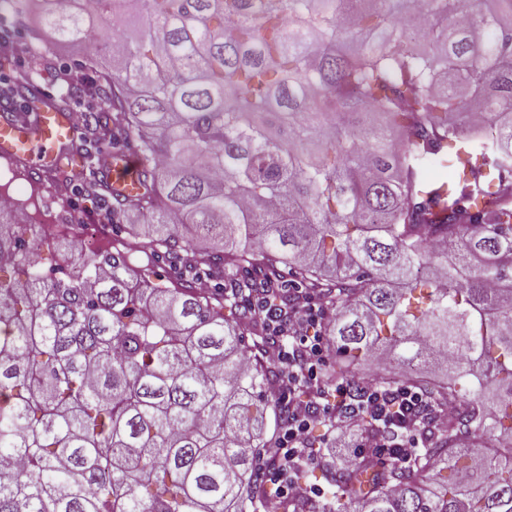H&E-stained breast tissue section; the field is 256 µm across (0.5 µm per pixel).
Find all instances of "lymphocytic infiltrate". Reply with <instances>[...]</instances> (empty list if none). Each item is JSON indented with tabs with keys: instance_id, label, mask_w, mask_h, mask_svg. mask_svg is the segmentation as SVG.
Masks as SVG:
<instances>
[{
	"instance_id": "lymphocytic-infiltrate-1",
	"label": "lymphocytic infiltrate",
	"mask_w": 512,
	"mask_h": 512,
	"mask_svg": "<svg viewBox=\"0 0 512 512\" xmlns=\"http://www.w3.org/2000/svg\"><path fill=\"white\" fill-rule=\"evenodd\" d=\"M255 317L270 325L286 322L288 341L267 354L268 360L285 372L270 392L274 404L286 406L288 419L272 438L273 458H260L258 474L276 497L294 498L302 494L321 496L320 487H303L298 480L299 467L307 464V444L314 430L333 419L338 408L348 405L350 383L328 388L322 374L329 365L331 345L323 333L331 313L320 301L307 297L288 311H276L265 303L254 302ZM361 397L352 405L354 413L385 419L404 428L403 438L368 435L363 447L376 449L380 458L407 462L422 443L416 418L426 405L423 394L405 384L388 390L360 379Z\"/></svg>"
}]
</instances>
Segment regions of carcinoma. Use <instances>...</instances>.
Segmentation results:
<instances>
[{
	"instance_id": "carcinoma-1",
	"label": "carcinoma",
	"mask_w": 512,
	"mask_h": 512,
	"mask_svg": "<svg viewBox=\"0 0 512 512\" xmlns=\"http://www.w3.org/2000/svg\"><path fill=\"white\" fill-rule=\"evenodd\" d=\"M40 2L48 44L0 99L49 81L60 110L99 105L73 152L132 143L143 191L90 190L146 219L181 286L98 253L49 279L0 204V512H512V447L490 444L512 439V0ZM100 23L97 77L71 84L52 47ZM301 291L332 311L325 382L362 356L404 366L424 447L404 467L323 457V499L270 505L254 479L288 418L266 361L284 335L247 302Z\"/></svg>"
}]
</instances>
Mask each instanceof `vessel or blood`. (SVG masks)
Returning a JSON list of instances; mask_svg holds the SVG:
<instances>
[{"label": "vessel or blood", "instance_id": "1", "mask_svg": "<svg viewBox=\"0 0 512 512\" xmlns=\"http://www.w3.org/2000/svg\"><path fill=\"white\" fill-rule=\"evenodd\" d=\"M78 129L70 112L57 111L48 106H38L34 119L26 129H18L13 114L0 116V158L42 165L62 163L68 160V145L77 137ZM108 184L111 188L134 192L137 181L138 160L125 154L113 155L106 160Z\"/></svg>", "mask_w": 512, "mask_h": 512}]
</instances>
